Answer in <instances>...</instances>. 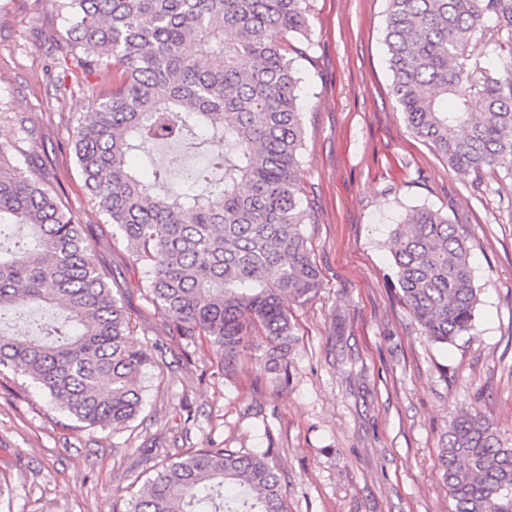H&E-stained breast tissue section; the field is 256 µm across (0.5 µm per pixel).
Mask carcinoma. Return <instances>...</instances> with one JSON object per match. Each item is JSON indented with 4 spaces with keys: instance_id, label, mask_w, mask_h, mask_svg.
Listing matches in <instances>:
<instances>
[{
    "instance_id": "obj_1",
    "label": "carcinoma",
    "mask_w": 512,
    "mask_h": 512,
    "mask_svg": "<svg viewBox=\"0 0 512 512\" xmlns=\"http://www.w3.org/2000/svg\"><path fill=\"white\" fill-rule=\"evenodd\" d=\"M308 0H52L66 15L65 70L102 72L71 132L90 200L141 264L150 299L179 335L207 339L233 371L251 333L288 363L294 325L284 301L322 287L304 234L298 185L304 128L299 78L284 37L308 38ZM392 93L407 128L448 167L512 165V54L499 76L464 71L488 16L512 31V0H386ZM203 58L201 66L197 58ZM180 153L142 178L128 163ZM397 284L426 337L470 335L480 289L461 224L431 209L392 233ZM58 310L70 329L5 331L27 312ZM143 354L81 225L44 183L22 176L0 144V373L39 383L76 421L120 430L140 412ZM441 477L455 512H512V448L465 411L448 425ZM131 512H287L267 456L200 448L148 478Z\"/></svg>"
}]
</instances>
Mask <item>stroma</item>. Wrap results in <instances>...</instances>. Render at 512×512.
I'll list each match as a JSON object with an SVG mask.
<instances>
[{"mask_svg": "<svg viewBox=\"0 0 512 512\" xmlns=\"http://www.w3.org/2000/svg\"><path fill=\"white\" fill-rule=\"evenodd\" d=\"M309 39H290L304 127L299 181L323 286L288 304V378L240 348L232 376L205 339L174 335L143 273L85 195L69 141L98 76L66 78L67 24L49 0H0V142L47 181L93 243L146 356L143 408L121 432L81 428L28 376L0 374V512H129L150 448L268 454L288 512H453L438 465L466 410L512 446V166L448 168L413 136L391 95L386 0H309ZM463 224L480 301L474 328L443 347L401 297L389 250L406 213Z\"/></svg>", "mask_w": 512, "mask_h": 512, "instance_id": "1", "label": "stroma"}]
</instances>
